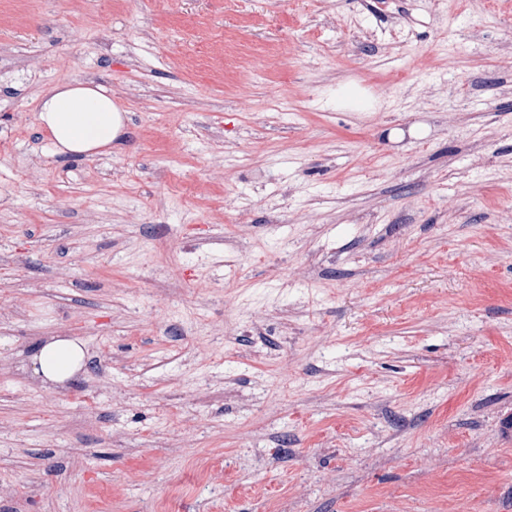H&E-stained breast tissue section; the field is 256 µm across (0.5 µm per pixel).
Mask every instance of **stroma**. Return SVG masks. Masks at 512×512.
Segmentation results:
<instances>
[{"label":"stroma","instance_id":"35a3bbf8","mask_svg":"<svg viewBox=\"0 0 512 512\" xmlns=\"http://www.w3.org/2000/svg\"><path fill=\"white\" fill-rule=\"evenodd\" d=\"M170 496L512 512V0H0V512ZM37 120L55 154L82 158L109 153L125 132L122 110L112 91L93 83H64L45 91ZM84 357L81 343L70 339H56L45 345L35 356L38 365L35 371L52 383H62L69 379L79 368Z\"/></svg>","mask_w":512,"mask_h":512}]
</instances>
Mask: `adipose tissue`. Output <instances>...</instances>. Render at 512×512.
Here are the masks:
<instances>
[{
    "label": "adipose tissue",
    "instance_id": "adipose-tissue-1",
    "mask_svg": "<svg viewBox=\"0 0 512 512\" xmlns=\"http://www.w3.org/2000/svg\"><path fill=\"white\" fill-rule=\"evenodd\" d=\"M37 120L58 155L89 158L108 153L125 132L124 114L111 90L93 83H64L45 91ZM83 357L81 343L60 338L45 345L34 363L46 381L61 383L76 372Z\"/></svg>",
    "mask_w": 512,
    "mask_h": 512
}]
</instances>
